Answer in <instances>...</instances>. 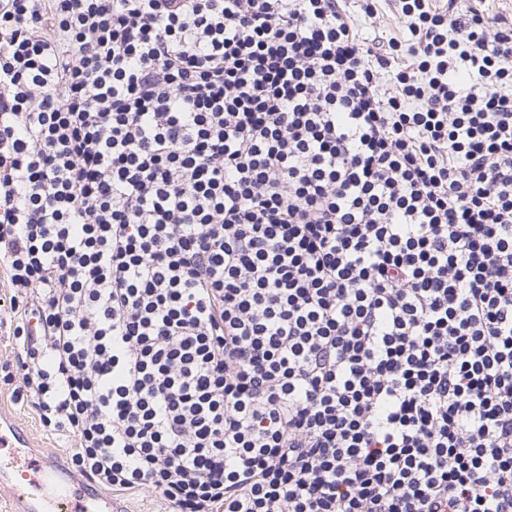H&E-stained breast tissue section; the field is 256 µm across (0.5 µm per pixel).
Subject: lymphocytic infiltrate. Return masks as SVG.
Wrapping results in <instances>:
<instances>
[{"mask_svg": "<svg viewBox=\"0 0 512 512\" xmlns=\"http://www.w3.org/2000/svg\"><path fill=\"white\" fill-rule=\"evenodd\" d=\"M0 0L15 403L166 512H512V19ZM378 14L374 19L365 20L363 17H356L359 34L367 38L366 42L375 36L391 37L399 36L403 30V20L396 12L394 0H379L377 2Z\"/></svg>", "mask_w": 512, "mask_h": 512, "instance_id": "1", "label": "lymphocytic infiltrate"}]
</instances>
